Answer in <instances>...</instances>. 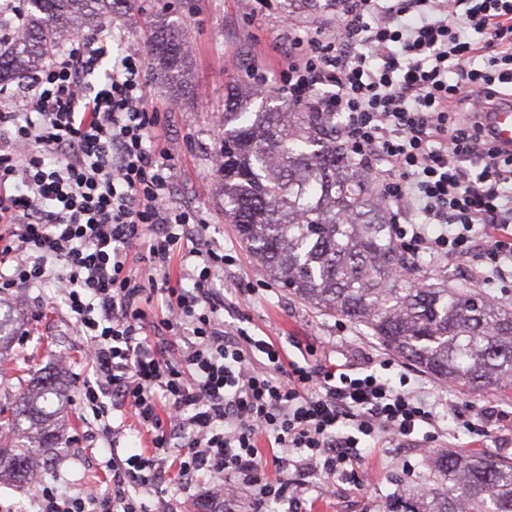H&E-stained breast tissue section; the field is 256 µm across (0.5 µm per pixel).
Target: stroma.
<instances>
[{
  "label": "stroma",
  "mask_w": 512,
  "mask_h": 512,
  "mask_svg": "<svg viewBox=\"0 0 512 512\" xmlns=\"http://www.w3.org/2000/svg\"><path fill=\"white\" fill-rule=\"evenodd\" d=\"M335 15L325 9L288 15L281 0H145L142 10L116 11L104 21L101 40L110 52L125 42L147 45L155 22L182 23L190 42L191 63L187 88L174 99L163 75L145 66L141 78L150 104L166 112L165 147L177 171L173 200L198 207L210 223L215 241L235 258L224 269V321L248 333L272 336L290 359L301 360V346H314L328 364H353L376 369L378 359L388 356L367 328L313 308L288 295L255 262L233 225L224 221V198L215 173L214 155L224 111V94L239 86L249 111L264 101L253 71L275 79L294 35H311L327 27ZM247 282L256 292L248 298L235 295L237 283ZM0 306L17 318L16 341L0 352V432L12 441L30 443L34 430L8 429L6 421L37 376L51 374L58 381V409L53 424L59 436L55 448L38 461L45 480L67 495L112 489V473L105 462L110 455L122 457L139 450L138 433L129 429L128 410L115 412L109 423L122 427L119 440L107 438L97 423H86L79 413V390L88 371L84 363L86 342L79 336L55 285L23 290L0 298ZM392 378H405L409 389L422 398L442 399L440 427L444 434L402 446L362 448L361 467L370 478L359 484L345 477L334 479L335 492L322 491L324 480L307 478L299 492L296 509L276 506L275 512H388L397 495L430 485V462L443 453L486 454L512 458V388L491 394H462L456 387L437 389L434 378L411 362L397 359ZM492 411L486 435L463 428L460 418ZM210 477L202 475L191 487L165 482L149 504L166 503L168 512H182L191 501L193 512H251L250 489L240 490L232 504L212 499Z\"/></svg>",
  "instance_id": "35a3bbf8"
}]
</instances>
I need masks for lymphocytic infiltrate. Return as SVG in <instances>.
I'll return each instance as SVG.
<instances>
[{
    "label": "lymphocytic infiltrate",
    "mask_w": 512,
    "mask_h": 512,
    "mask_svg": "<svg viewBox=\"0 0 512 512\" xmlns=\"http://www.w3.org/2000/svg\"><path fill=\"white\" fill-rule=\"evenodd\" d=\"M483 54L487 67L475 66ZM107 55L98 36H74L0 108V295L54 283L89 344L80 410L104 425L128 408L149 443L109 459L111 492L39 483L38 512H149L141 492L202 474L225 497L255 488L263 512L295 502L289 470L355 473L362 441L438 427L437 403L392 384V359L338 372L316 348L301 364L225 326L215 280L231 257L202 211L172 200L143 51L123 49L92 87ZM287 59L279 92L342 116L344 148L370 170L376 196L410 214L394 236L412 255L465 261L482 241L489 279L512 275V150L481 119L512 99V0H338L335 30L295 37ZM158 293L162 315L149 308ZM262 440L281 450L273 481Z\"/></svg>",
    "instance_id": "lymphocytic-infiltrate-1"
}]
</instances>
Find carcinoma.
<instances>
[{"mask_svg":"<svg viewBox=\"0 0 512 512\" xmlns=\"http://www.w3.org/2000/svg\"><path fill=\"white\" fill-rule=\"evenodd\" d=\"M138 0H24L25 28L0 51V85L30 78L65 29L104 20ZM152 64L184 92L190 47L177 22L154 26ZM216 152L224 220L279 287L321 311L366 327L386 348L463 392L512 385V307L478 289L429 282L395 244L394 218L370 190L366 168L345 153L336 113L286 103L248 112L236 88L224 99ZM56 392L37 378L20 415L47 419ZM52 429L33 445L0 442V477L25 483L52 447ZM436 486L415 489L406 512H512V461L490 455L438 457Z\"/></svg>","mask_w":512,"mask_h":512,"instance_id":"1","label":"carcinoma"}]
</instances>
